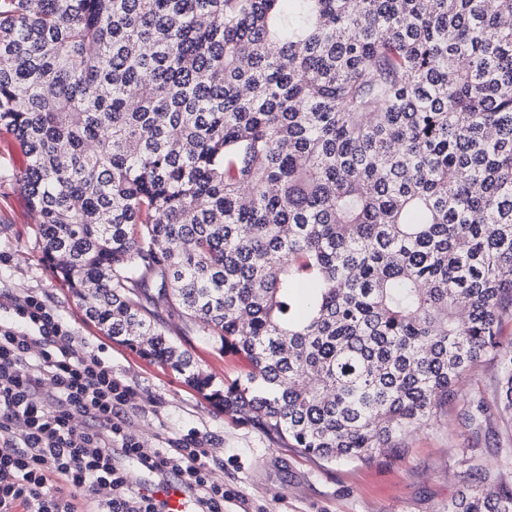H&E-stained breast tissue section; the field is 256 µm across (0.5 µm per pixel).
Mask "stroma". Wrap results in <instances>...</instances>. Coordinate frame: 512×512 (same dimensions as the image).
<instances>
[{"label":"stroma","mask_w":512,"mask_h":512,"mask_svg":"<svg viewBox=\"0 0 512 512\" xmlns=\"http://www.w3.org/2000/svg\"><path fill=\"white\" fill-rule=\"evenodd\" d=\"M27 165L20 143L0 134V296L38 297L68 324L74 351L97 354L111 366L113 378L135 395L123 419L146 450L198 438L212 480L224 487V512H448L449 503L484 473L512 478V417L495 404L499 370L489 354L463 376L442 413L408 435L400 449L369 462L311 459L273 442L258 425L217 410L181 376L86 321L43 259L37 215L14 179ZM159 315L215 384L248 370L243 356L218 353L178 314L163 307ZM476 397L484 398L488 411L474 425L467 412Z\"/></svg>","instance_id":"stroma-1"}]
</instances>
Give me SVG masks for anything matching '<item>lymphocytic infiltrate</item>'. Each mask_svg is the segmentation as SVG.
<instances>
[{
	"label": "lymphocytic infiltrate",
	"instance_id": "f902f5d3",
	"mask_svg": "<svg viewBox=\"0 0 512 512\" xmlns=\"http://www.w3.org/2000/svg\"><path fill=\"white\" fill-rule=\"evenodd\" d=\"M12 309L15 320L0 321V512H161L168 476L192 512H224L200 448L144 451L121 418L132 389L98 355L67 347L66 323L42 301L27 296ZM47 379L55 390L45 397ZM116 448L158 483L137 485L113 463Z\"/></svg>",
	"mask_w": 512,
	"mask_h": 512
}]
</instances>
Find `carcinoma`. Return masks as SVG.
Instances as JSON below:
<instances>
[{"instance_id": "obj_1", "label": "carcinoma", "mask_w": 512, "mask_h": 512, "mask_svg": "<svg viewBox=\"0 0 512 512\" xmlns=\"http://www.w3.org/2000/svg\"><path fill=\"white\" fill-rule=\"evenodd\" d=\"M2 131L86 319L270 438L371 461L489 353L512 414V0H0ZM158 312L177 345L181 350L189 353L194 361L214 377L216 385L221 386L224 385V382H231L248 370V361L243 356L231 352L220 355L215 348L216 345L207 342L195 331L188 329L184 319L178 314L169 312L163 306L158 309Z\"/></svg>"}]
</instances>
